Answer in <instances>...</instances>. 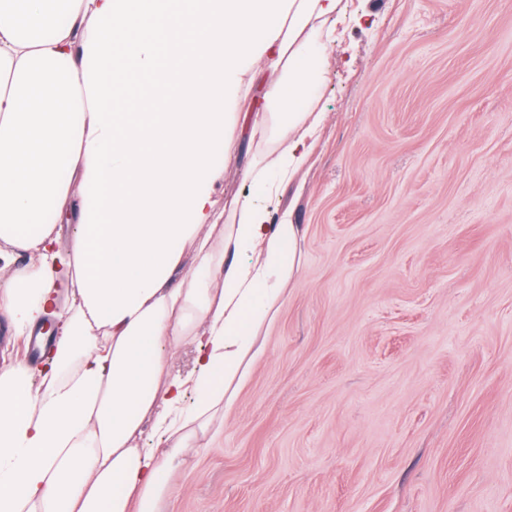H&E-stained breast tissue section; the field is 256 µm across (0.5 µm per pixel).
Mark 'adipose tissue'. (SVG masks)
I'll return each mask as SVG.
<instances>
[{
    "label": "adipose tissue",
    "instance_id": "1",
    "mask_svg": "<svg viewBox=\"0 0 512 512\" xmlns=\"http://www.w3.org/2000/svg\"><path fill=\"white\" fill-rule=\"evenodd\" d=\"M339 3L0 0V315L18 337L56 326L41 368L0 366V512H158L174 494L301 267L289 212L246 193L226 220L213 211L225 103L251 91L237 116L255 146L247 177L276 198L318 137ZM121 61L178 111H137L133 95L116 110ZM62 223L76 227L65 257ZM188 344L194 372L165 378ZM147 432L172 448L140 447Z\"/></svg>",
    "mask_w": 512,
    "mask_h": 512
}]
</instances>
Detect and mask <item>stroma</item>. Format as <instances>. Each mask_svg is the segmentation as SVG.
I'll list each match as a JSON object with an SVG mask.
<instances>
[{
  "label": "stroma",
  "mask_w": 512,
  "mask_h": 512,
  "mask_svg": "<svg viewBox=\"0 0 512 512\" xmlns=\"http://www.w3.org/2000/svg\"><path fill=\"white\" fill-rule=\"evenodd\" d=\"M316 106L300 272L159 512H512V0H342Z\"/></svg>",
  "instance_id": "obj_1"
}]
</instances>
